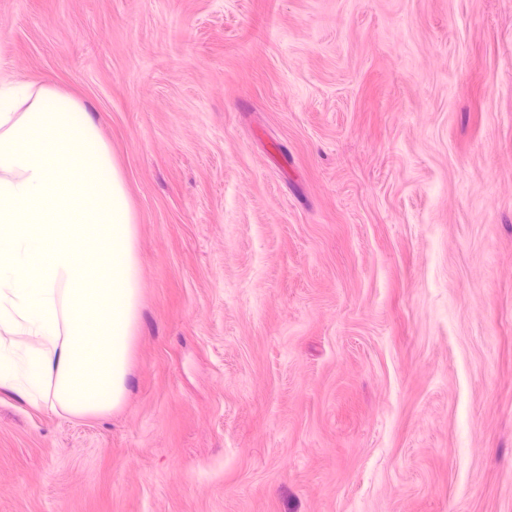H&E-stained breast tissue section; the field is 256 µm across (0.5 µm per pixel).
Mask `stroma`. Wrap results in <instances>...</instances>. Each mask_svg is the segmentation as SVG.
<instances>
[{"label":"stroma","mask_w":512,"mask_h":512,"mask_svg":"<svg viewBox=\"0 0 512 512\" xmlns=\"http://www.w3.org/2000/svg\"><path fill=\"white\" fill-rule=\"evenodd\" d=\"M140 250L121 406L0 387V512H512V0H0Z\"/></svg>","instance_id":"obj_1"}]
</instances>
